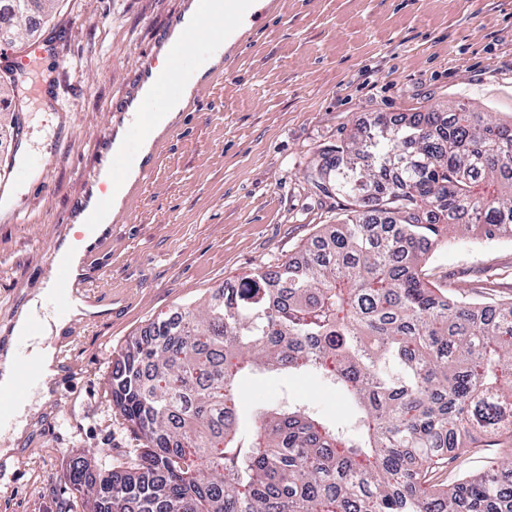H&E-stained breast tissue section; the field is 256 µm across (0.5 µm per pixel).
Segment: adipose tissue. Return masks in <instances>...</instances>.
<instances>
[{"instance_id": "obj_1", "label": "adipose tissue", "mask_w": 512, "mask_h": 512, "mask_svg": "<svg viewBox=\"0 0 512 512\" xmlns=\"http://www.w3.org/2000/svg\"><path fill=\"white\" fill-rule=\"evenodd\" d=\"M124 199V193L113 194L110 207L102 211L98 210L96 203H89V210L98 213L96 221L89 224H74L71 232L57 245L54 263L64 264L72 277H80L85 271L84 258L87 251L108 234L112 217L119 213ZM43 307L44 297L39 294L30 299L17 314L11 331V340L0 349V388L14 386L20 369L15 355V341L26 336L30 321ZM97 311V306L78 300L72 302L67 311L45 317L43 334L31 342L32 354L41 368V377L37 384L41 399L37 402L28 399L17 400L10 419L0 426L1 430L10 435L12 441L17 442L25 437L31 420L42 408L43 400L51 396L52 383L60 372L58 343L72 318L93 315Z\"/></svg>"}]
</instances>
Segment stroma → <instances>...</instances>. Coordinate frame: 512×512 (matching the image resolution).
Segmentation results:
<instances>
[{"label": "stroma", "mask_w": 512, "mask_h": 512, "mask_svg": "<svg viewBox=\"0 0 512 512\" xmlns=\"http://www.w3.org/2000/svg\"><path fill=\"white\" fill-rule=\"evenodd\" d=\"M184 0H59L24 42L54 37L21 92L23 131L0 143V339L50 276L55 241L72 227L88 177L109 147L110 108ZM228 72L146 162L87 257L75 293L98 306L59 345L53 397L12 458H0V512H86L65 475L128 466L147 442L112 401L113 363L127 341L174 311L205 303L256 267H276L334 223L338 201L308 177L328 149L377 114L395 118L466 103L512 118V0H275L229 52ZM55 87L52 111L40 83ZM475 302L512 299V239L454 234L424 267ZM245 402L282 395L331 415L346 402L315 379L268 373Z\"/></svg>", "instance_id": "35a3bbf8"}]
</instances>
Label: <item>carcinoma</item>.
Instances as JSON below:
<instances>
[{
  "label": "carcinoma",
  "instance_id": "obj_1",
  "mask_svg": "<svg viewBox=\"0 0 512 512\" xmlns=\"http://www.w3.org/2000/svg\"><path fill=\"white\" fill-rule=\"evenodd\" d=\"M26 0H0L21 22ZM311 177L345 201L297 258L161 320L115 361L112 401L148 446L128 470L66 477L90 512H512V452L452 485L429 474L512 449V300L480 305L423 273L461 231L512 237V122L464 104L376 115ZM340 391L324 416L247 375ZM254 381H259L254 384ZM246 403L254 400H275L284 392L288 396L308 403H313L323 412L341 415L347 410V403L336 391L326 393L315 379L306 376L285 377L282 374L268 373L257 380L245 381L242 386Z\"/></svg>",
  "mask_w": 512,
  "mask_h": 512
}]
</instances>
